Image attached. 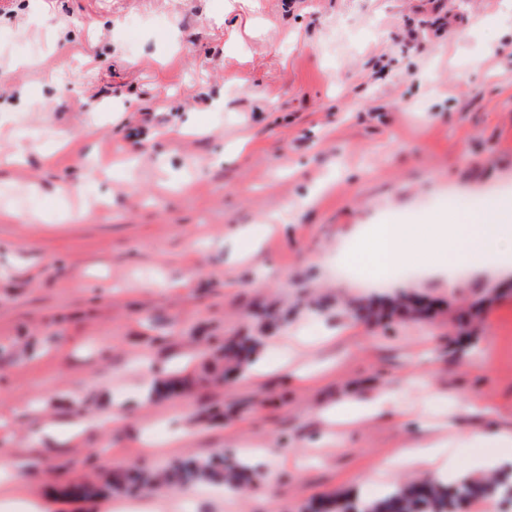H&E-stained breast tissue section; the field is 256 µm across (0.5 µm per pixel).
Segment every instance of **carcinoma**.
Masks as SVG:
<instances>
[{
	"label": "carcinoma",
	"mask_w": 512,
	"mask_h": 512,
	"mask_svg": "<svg viewBox=\"0 0 512 512\" xmlns=\"http://www.w3.org/2000/svg\"><path fill=\"white\" fill-rule=\"evenodd\" d=\"M255 346L254 340L244 339L225 347L227 368L235 371L245 369ZM252 477L249 464L243 458L237 456L234 462L227 463L225 458L216 456L188 461L153 476L130 473L116 478L115 485L128 491L132 485L138 489L147 484L177 485L194 480H207L222 482L225 487L234 490L250 485ZM506 485L512 486L511 475L503 474L483 480L463 477L453 483L429 478L419 482L395 484L378 499L357 497L342 501L336 497L327 502L320 512H454L460 501L494 499Z\"/></svg>",
	"instance_id": "carcinoma-1"
}]
</instances>
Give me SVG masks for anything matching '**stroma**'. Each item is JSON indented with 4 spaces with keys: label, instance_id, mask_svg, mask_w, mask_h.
<instances>
[{
    "label": "stroma",
    "instance_id": "1",
    "mask_svg": "<svg viewBox=\"0 0 512 512\" xmlns=\"http://www.w3.org/2000/svg\"><path fill=\"white\" fill-rule=\"evenodd\" d=\"M446 5L414 50L430 0H0V512H181L105 478L228 448L264 466L193 484L200 512H310L432 477H371L420 442L453 480L489 451L449 435L512 431V277L350 259L512 193V0ZM406 295L430 316L353 314ZM251 335L260 375L210 372ZM350 398L373 414L332 421Z\"/></svg>",
    "mask_w": 512,
    "mask_h": 512
}]
</instances>
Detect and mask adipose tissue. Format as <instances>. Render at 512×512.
Masks as SVG:
<instances>
[{"instance_id":"obj_1","label":"adipose tissue","mask_w":512,"mask_h":512,"mask_svg":"<svg viewBox=\"0 0 512 512\" xmlns=\"http://www.w3.org/2000/svg\"><path fill=\"white\" fill-rule=\"evenodd\" d=\"M358 259L372 269L418 263L512 275V194L437 210L417 224L379 225Z\"/></svg>"}]
</instances>
